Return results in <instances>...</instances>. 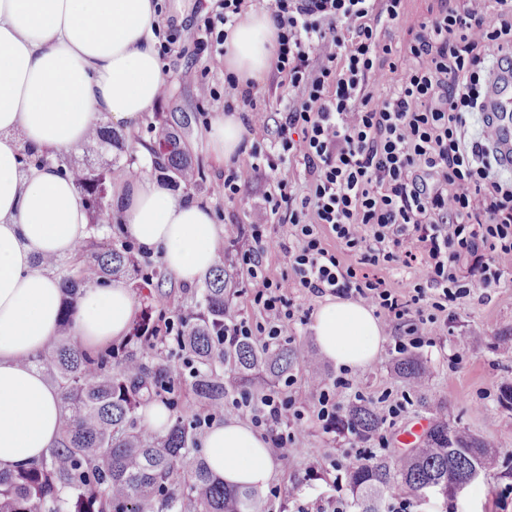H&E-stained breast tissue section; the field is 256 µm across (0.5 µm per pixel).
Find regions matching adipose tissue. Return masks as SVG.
<instances>
[{"instance_id": "adipose-tissue-1", "label": "adipose tissue", "mask_w": 512, "mask_h": 512, "mask_svg": "<svg viewBox=\"0 0 512 512\" xmlns=\"http://www.w3.org/2000/svg\"><path fill=\"white\" fill-rule=\"evenodd\" d=\"M156 28V0H0V471L45 454L62 423L55 388L27 362L54 342L61 308L58 277L36 260L70 255L88 235L85 205L61 158L101 117L129 128L151 110L165 84ZM275 39L268 13H244L229 30L225 70L262 81ZM245 134L240 118L224 113L208 131L225 160ZM26 146L46 163L25 164ZM117 207L125 235L160 250L176 280L194 282L214 264L224 228L208 208L146 174L132 179ZM133 312L124 282L87 286L74 334L83 347L101 348L124 336ZM312 329L339 367L367 366L383 343L372 311L344 297H326ZM203 453L229 485L264 489L275 468L268 441L234 419L208 431Z\"/></svg>"}]
</instances>
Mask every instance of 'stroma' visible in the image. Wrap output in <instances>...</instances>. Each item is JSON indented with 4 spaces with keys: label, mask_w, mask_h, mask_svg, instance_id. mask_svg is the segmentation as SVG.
I'll list each match as a JSON object with an SVG mask.
<instances>
[{
    "label": "stroma",
    "mask_w": 512,
    "mask_h": 512,
    "mask_svg": "<svg viewBox=\"0 0 512 512\" xmlns=\"http://www.w3.org/2000/svg\"><path fill=\"white\" fill-rule=\"evenodd\" d=\"M159 4L161 35L172 30L178 34L171 52L162 58L167 94L134 127L122 130L121 136L128 142L136 137L150 140L155 113H189L191 125L185 141L193 162L204 172V180L195 186H177L176 194L208 207L216 223H249L254 210L264 204L269 190L265 180H258L250 194L232 202L211 193L212 186L223 182L229 170L228 164L212 152L207 136L210 120L224 109V71L207 70V54H195L197 35L184 25L186 19L195 16L199 0H159ZM189 62L204 69V79L215 88V97L202 99L194 85L182 81L181 70ZM511 330L512 272L504 275L498 287L474 289L469 297L449 306L432 325L430 343L418 350L428 367L423 390H416L395 373L398 355L391 330L386 331L376 359L349 372L352 386L342 394L341 407L354 403L359 393L372 407L385 395L393 401H408L406 411L386 427V444L372 445L374 456L397 455L404 447L407 430L420 421L432 424L434 416L424 405L428 399L443 406L448 420L479 435L498 452L496 465L482 473L467 491L454 499L435 494L415 499L414 512H512V410L499 402L502 389L512 385V352L499 349L496 342L500 333ZM288 374L294 380L288 394L308 411L295 428L290 467H277L271 479L277 496H270L265 489L260 496L269 512H323L337 495L336 467L348 468L355 463L354 441L344 431H325L310 413L306 364L298 358Z\"/></svg>",
    "instance_id": "35a3bbf8"
}]
</instances>
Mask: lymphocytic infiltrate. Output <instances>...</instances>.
<instances>
[{"mask_svg": "<svg viewBox=\"0 0 512 512\" xmlns=\"http://www.w3.org/2000/svg\"><path fill=\"white\" fill-rule=\"evenodd\" d=\"M249 0H217L203 27L227 39ZM277 29L272 73L289 93L274 120H247L253 141L271 153L229 170L214 195L244 196L259 175L267 205L247 224L227 225L235 262L256 292L258 318L224 313V344L268 350L297 319L290 289L321 298H356L403 328L404 354L425 343L426 327L475 288L499 286L512 268V174L499 172L488 144L469 138L488 74L512 52V0H483L481 11L441 6L412 38L399 36L404 0H269ZM395 79L382 98L372 80ZM297 159L304 186L294 192L279 167ZM288 229L284 251L292 278L272 279L264 259L275 248L271 225ZM413 270L407 292L369 275L372 267ZM224 413L293 444L302 411L282 389L226 397Z\"/></svg>", "mask_w": 512, "mask_h": 512, "instance_id": "f902f5d3", "label": "lymphocytic infiltrate"}]
</instances>
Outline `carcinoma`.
<instances>
[{
    "instance_id": "cac0c4a2",
    "label": "carcinoma",
    "mask_w": 512,
    "mask_h": 512,
    "mask_svg": "<svg viewBox=\"0 0 512 512\" xmlns=\"http://www.w3.org/2000/svg\"><path fill=\"white\" fill-rule=\"evenodd\" d=\"M159 124L155 139L143 144L153 168L173 180L194 185L202 180L186 144L174 127L188 116L172 115ZM91 148L100 158L112 149L132 154L107 126H98ZM74 185L92 215V234L76 250V262L62 278L57 343L30 357L52 380L64 408L59 440L42 458L12 473L0 472V512H265L250 488L227 487L217 480L197 447L193 413L224 406L226 390L252 391L288 371L295 353L278 347L260 353L249 344L224 350V310L230 274L217 266L205 278L201 301L185 314L182 336H159L166 311L153 306L151 289L165 277L145 265L134 247L120 239L119 228L99 233L109 220L106 182L112 163L71 167ZM129 278L147 291L148 305L120 343L96 351L73 337L79 291L113 278ZM175 352L186 365L177 368L162 357ZM395 372L421 388L425 362L416 355L399 359ZM158 399L173 410L162 433L138 428L139 412ZM341 423L367 436L380 419L369 407L353 404ZM496 457L479 435L437 419L415 448L391 458L374 459L349 469L348 483L358 512H380L384 495L401 490L420 498L448 489L486 471Z\"/></svg>"
}]
</instances>
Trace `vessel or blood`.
Returning a JSON list of instances; mask_svg holds the SVG:
<instances>
[{
    "mask_svg": "<svg viewBox=\"0 0 512 512\" xmlns=\"http://www.w3.org/2000/svg\"><path fill=\"white\" fill-rule=\"evenodd\" d=\"M487 114L493 119L492 146L498 167L512 173V69L494 67L485 93Z\"/></svg>",
    "mask_w": 512,
    "mask_h": 512,
    "instance_id": "vessel-or-blood-1",
    "label": "vessel or blood"
}]
</instances>
